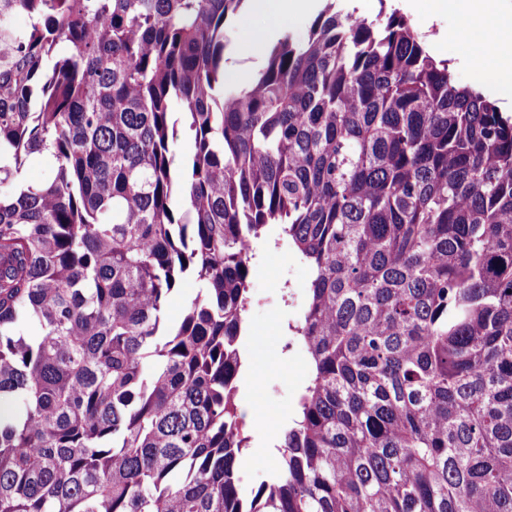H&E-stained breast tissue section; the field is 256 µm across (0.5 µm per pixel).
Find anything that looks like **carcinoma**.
Here are the masks:
<instances>
[{
	"mask_svg": "<svg viewBox=\"0 0 512 512\" xmlns=\"http://www.w3.org/2000/svg\"><path fill=\"white\" fill-rule=\"evenodd\" d=\"M245 2L0 0V512H512V117L339 0L232 86ZM269 237L309 377L246 497ZM196 284L189 281L176 293H174L165 310V319L174 322L179 319L190 300L196 295Z\"/></svg>",
	"mask_w": 512,
	"mask_h": 512,
	"instance_id": "carcinoma-1",
	"label": "carcinoma"
}]
</instances>
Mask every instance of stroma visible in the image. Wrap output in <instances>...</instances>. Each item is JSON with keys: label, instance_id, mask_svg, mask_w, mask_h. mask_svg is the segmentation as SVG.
I'll use <instances>...</instances> for the list:
<instances>
[{"label": "stroma", "instance_id": "35a3bbf8", "mask_svg": "<svg viewBox=\"0 0 512 512\" xmlns=\"http://www.w3.org/2000/svg\"><path fill=\"white\" fill-rule=\"evenodd\" d=\"M407 17L418 32L427 36L448 34L442 51L456 58L450 76L456 83L471 84L475 65L472 58L460 57V47L454 40L461 25L459 18L446 14L429 24L419 9L408 12ZM309 277L308 269L293 259L287 243H257L250 277L253 304L249 365L239 393L242 409L253 406L258 411L247 422L256 448L271 441L274 428L287 425L294 413L295 399L308 378L301 348H283L287 323L294 318L296 308L284 302L282 290L288 287L294 296H302Z\"/></svg>", "mask_w": 512, "mask_h": 512}]
</instances>
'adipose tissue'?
I'll return each mask as SVG.
<instances>
[{
  "label": "adipose tissue",
  "instance_id": "ef3b65f1",
  "mask_svg": "<svg viewBox=\"0 0 512 512\" xmlns=\"http://www.w3.org/2000/svg\"><path fill=\"white\" fill-rule=\"evenodd\" d=\"M314 0H250L252 14L265 20L263 29L244 23L237 40L240 54L261 56L272 37L285 32L301 15L312 12ZM431 15L454 13L463 20L456 40L477 62V77H491V90L512 110V8L491 6L489 0H430Z\"/></svg>",
  "mask_w": 512,
  "mask_h": 512
}]
</instances>
